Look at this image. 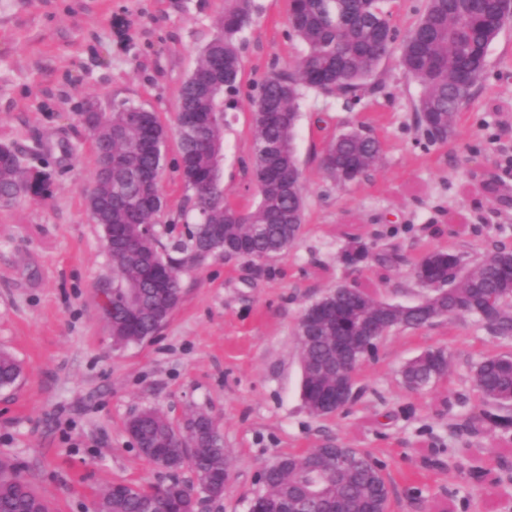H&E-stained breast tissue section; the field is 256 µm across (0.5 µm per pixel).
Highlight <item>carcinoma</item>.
<instances>
[{"label":"carcinoma","instance_id":"carcinoma-1","mask_svg":"<svg viewBox=\"0 0 512 512\" xmlns=\"http://www.w3.org/2000/svg\"><path fill=\"white\" fill-rule=\"evenodd\" d=\"M390 0H290L288 21L307 53L291 72L268 75L254 98L253 176L258 200L242 213L224 194L215 158L224 148L228 121H208L197 133L178 138L176 169L187 192L182 213L186 232L165 244L157 232L163 199L159 176L166 162L168 130L148 111L157 146L142 145L141 129L128 123L132 103L112 104L107 112L87 102L90 113L83 126L95 147V172L85 196L90 219L102 231L112 268V296L123 302L130 294L136 303L112 317V341L124 346L145 340L165 324L178 306L181 273L215 252L226 257L275 258L298 240L304 224L302 171L294 141L301 90L311 89L344 101L348 107L373 94L378 65L400 50L406 74L420 87L413 109L417 130L446 141L454 133L457 115L487 65V50L512 10L505 0H427L424 13L408 35L397 41L390 17ZM259 12L256 0H224L217 33L203 47L195 71L209 75V85H182L178 111L210 115L235 107L240 89V45ZM382 154L380 141L361 129L330 140L323 157L329 177L346 186L366 177ZM47 199L53 194L52 173L27 163L0 164V200L9 205L22 194ZM206 223H200V218ZM122 227L131 245H112V227ZM163 266L166 284L156 287L150 269ZM417 280L430 290L413 306L387 303L368 289L339 285L323 295L330 309L296 324L302 369L303 399L316 416L336 413L321 405L324 392L336 385V337L353 338L364 327L381 322L388 331L417 329L438 320L474 316L496 337H512V249L499 247L470 269L454 250L436 249L422 255L413 267ZM450 356L443 348L427 349L401 370L402 382L422 391L445 375ZM14 357L0 351V388L13 386L21 376ZM473 385L487 408L473 415L477 428L512 429V356H486L473 371ZM144 445V456L156 448L169 449L174 463L187 460L196 485L171 480L163 495L113 483L99 496L95 512H193L195 488L224 493L230 465L221 436L209 428V417L197 414L187 422V436L174 440L168 417L144 409L126 424ZM347 452L355 463L329 471L330 459ZM16 465L0 460V512H48L45 501L25 483L11 480ZM263 489L251 499L263 512H282L295 495L304 512H365L377 504L388 512L390 491L384 464L360 448L323 444L302 453L285 454L263 469Z\"/></svg>","mask_w":512,"mask_h":512}]
</instances>
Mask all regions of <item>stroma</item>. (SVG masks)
<instances>
[{"mask_svg":"<svg viewBox=\"0 0 512 512\" xmlns=\"http://www.w3.org/2000/svg\"><path fill=\"white\" fill-rule=\"evenodd\" d=\"M258 4L224 131V192L240 211L256 203L251 98L305 52L291 34L289 0ZM223 11L224 0H0V144L24 155L61 139L74 149L70 161L51 156L49 200L0 207V350L22 367L0 389V459L16 464L52 512H94L115 482L195 484L190 468L171 473L133 447L127 420L155 408L177 429L202 413L221 432L231 477L201 512H249L265 464L327 441L384 463L390 512H512V430L468 426L482 408L471 369L486 355L512 354V338L489 335L472 317L390 331L359 370L354 401L322 418L302 399L295 334L303 311L337 285L357 282L380 300L411 304L425 293L413 275L425 252L450 248L470 266L512 247V22L490 45L445 141L417 132L419 88L398 56L380 64L379 90L354 108L304 91L295 147L306 221L297 242L265 261L209 256L183 274L181 302L156 336L114 347L100 308L112 268L85 204L93 148L74 114L87 100L104 108L128 100L175 129L180 86ZM360 126L381 142V162L336 186L321 166L325 147ZM460 224L465 233L448 235ZM347 225L371 253L392 255L387 280L373 265L342 263ZM436 347L451 357L447 376L420 393L405 389L403 365ZM460 448L471 474L457 472Z\"/></svg>","mask_w":512,"mask_h":512,"instance_id":"1","label":"stroma"}]
</instances>
